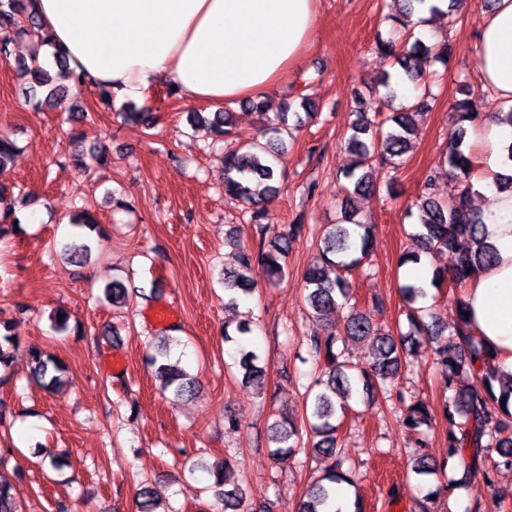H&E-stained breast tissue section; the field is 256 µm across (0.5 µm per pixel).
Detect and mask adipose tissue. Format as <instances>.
Returning <instances> with one entry per match:
<instances>
[{
  "mask_svg": "<svg viewBox=\"0 0 512 512\" xmlns=\"http://www.w3.org/2000/svg\"><path fill=\"white\" fill-rule=\"evenodd\" d=\"M316 0H35L53 46L70 66L105 85L115 100L143 98L152 84L176 87L183 99L219 107L264 100L299 64L312 42ZM483 87L503 111L468 129L484 151L481 199L485 243L495 261L465 294L476 344L491 364L512 373V192L497 180L512 175V0H496L477 34Z\"/></svg>",
  "mask_w": 512,
  "mask_h": 512,
  "instance_id": "ef3b65f1",
  "label": "adipose tissue"
}]
</instances>
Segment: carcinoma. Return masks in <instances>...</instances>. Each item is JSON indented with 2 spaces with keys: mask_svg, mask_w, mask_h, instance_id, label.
I'll list each match as a JSON object with an SVG mask.
<instances>
[{
  "mask_svg": "<svg viewBox=\"0 0 512 512\" xmlns=\"http://www.w3.org/2000/svg\"><path fill=\"white\" fill-rule=\"evenodd\" d=\"M425 0H404L401 43L382 38L376 41V49L385 58L391 59V70L384 71L374 90L383 98L393 101L398 98L405 85H417L427 77L428 69L435 63L446 62L447 44L440 41L428 44L418 35L416 29L425 22L417 12ZM42 27V22L33 10V0H0V60L10 61V45L13 38L31 28ZM55 73L33 53L28 60L15 61L16 68L31 82L28 103L34 109L42 105L55 108L67 105L70 112H81V118L92 115L78 108L76 99L89 84L83 74L70 66L65 55L55 52ZM462 98L456 101L455 110L459 124L454 144L448 154V168L456 173L462 188L451 201L444 203L435 193L434 178L426 179L422 193L413 206L418 211L417 231L412 239L415 249L402 254L400 265L418 260L419 244L430 249L446 251L454 256L455 263L450 269L435 268L432 281L441 284L450 282L457 289L467 286L477 268L493 260V250L487 245L473 247L482 232V218L470 204L473 160L462 149L465 134L464 123L473 121L475 112L474 91L464 86ZM293 103L283 105L279 112L265 119L266 133L271 139L260 142L242 139L224 151V195L252 207V218L257 221L264 216L263 203L278 191V161L284 140L281 134L288 132L289 118L297 124L314 115L313 102L303 96L299 102L301 111L292 110ZM428 108L425 99L418 96L400 103V111L388 117L389 129L375 124L368 117L367 108L356 110L357 118L351 127V134L345 139L346 149L354 155L350 167L343 177L353 187V192L367 196L376 193L372 169L375 165L388 166L397 170L403 164L410 139L417 131V116ZM125 117L142 122L147 127L154 125L152 113L147 106L140 108L134 103L125 105ZM188 122L194 125L204 122L210 126L218 139L231 136L233 113L227 110L211 112L205 116L200 112L188 114ZM18 150L14 140L4 132L0 133V174L6 170L10 156ZM19 221L15 206L7 196V189L0 185V236L9 232L8 226ZM70 224L77 229L98 232L100 224L87 212L80 211L70 218ZM302 225L291 224L287 234L267 249L252 251L241 249L236 256V268L224 271V292L227 300L224 308L238 307L239 296L254 291L256 277L264 276L273 281L283 276L285 261L293 243L300 236ZM373 243V225L355 222L347 217L337 224L325 227L319 257L307 270L305 301L312 311V317L322 319L338 306V301L350 300V289L344 273L363 265ZM399 292L406 308V319L410 332L394 337L375 327L370 319L360 313L351 312L340 332L334 328L321 336L307 337L308 354L321 367V376L307 387L304 408L297 416L288 411L279 413L270 425V442L274 445L272 454L304 453L318 458L322 476L310 486L299 503L296 512H326L336 499V485L352 484L350 471L344 469V460L336 454V416L345 412L349 401L359 393L369 395L382 392L385 385L399 373L408 351L423 344L430 346L440 366L443 387L453 392L451 398L442 404L443 419L448 422V456L456 457L466 470L464 481L471 479L472 472L489 452L498 454L495 467L512 469V375L503 377L488 366L473 341L475 330L465 318L464 296L457 297L447 317L434 310L415 307L416 299L424 290L414 284L399 285ZM106 300L114 304H128L127 288L120 280H114L103 291ZM252 332L249 324L240 322L235 329L224 324V343L234 347L235 362L242 378L248 382L264 379L263 367L258 365L259 354L247 340ZM371 338L376 344L373 363L367 369L359 368L346 352V341ZM20 340L13 327L7 326L0 332V368L8 371L14 360ZM148 360L161 380V393L170 392L177 399L190 396L196 388V380L186 369L170 360V339L158 336L150 344ZM31 375L49 391H57L65 384V368L54 357L37 347L29 348ZM469 376H478L484 389L470 391L460 387ZM403 404L402 425L406 428L412 447V472L425 482L429 478L439 479L443 467L425 451L419 435L423 428L430 427L432 415L429 405L422 400H408L403 393L397 394ZM313 436L311 443L304 442V436ZM228 463L212 472V491L218 512H246V494L239 484L227 480ZM455 485L440 484L416 501L418 512H430V504L437 496L452 494ZM0 512H24L11 494V487L0 481Z\"/></svg>",
  "mask_w": 512,
  "mask_h": 512,
  "instance_id": "carcinoma-1",
  "label": "carcinoma"
}]
</instances>
